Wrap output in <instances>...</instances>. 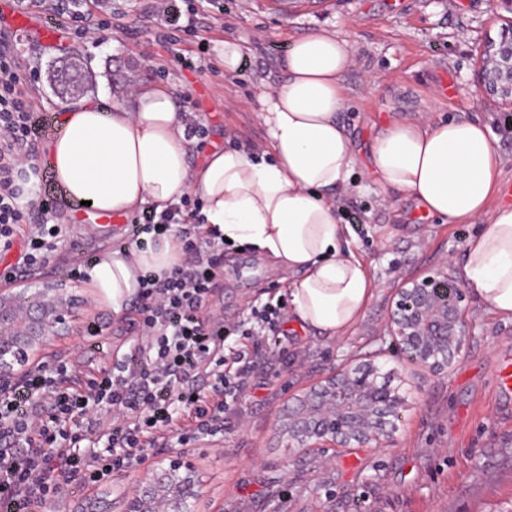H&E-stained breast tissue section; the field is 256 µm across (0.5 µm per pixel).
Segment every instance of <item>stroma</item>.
<instances>
[{"mask_svg":"<svg viewBox=\"0 0 512 512\" xmlns=\"http://www.w3.org/2000/svg\"><path fill=\"white\" fill-rule=\"evenodd\" d=\"M196 24L158 38L163 0H112V26L99 38L77 37L61 18L60 0H25L22 10L59 39L39 43L37 33L15 51L36 107L56 118L66 106L47 78L57 58L79 54L96 74L89 96L101 105H128L141 83L175 87L185 108L195 109L209 141L231 138L243 150L263 143L257 96L281 82L280 63L290 45L329 28L355 47L344 74L340 119L369 156L379 130L389 124L456 117L485 122L501 158L499 183L512 200V109L482 97L477 56L487 38L512 19V0H178ZM245 39L237 72L224 71V40ZM350 179L351 206L362 213L359 252L377 289L362 318L343 337L316 339L285 322L268 337L280 370H259L255 386L222 436L190 444L169 439L166 451L195 462L206 485L199 512H512V397L504 395L499 369L512 362V320L483 312L472 296L462 305L471 324L461 358L448 373L432 375L413 365L386 330L395 292L410 278L446 269L459 279L465 244L478 224H445L422 216L411 199L384 197L367 164ZM60 221L67 229L49 264L25 282L50 281L77 289L90 304L74 314V334L48 341L43 360L68 359L84 381L129 353L137 338L139 299L122 314L90 283L72 273L102 251L116 249L127 227L100 232L94 224ZM223 276L210 307L225 322L246 316L251 304L287 301L288 288L270 261L250 248L225 246L215 254ZM376 357L401 367L407 402L399 430L386 448H314L290 454L274 430L277 412L336 371Z\"/></svg>","mask_w":512,"mask_h":512,"instance_id":"stroma-1","label":"stroma"}]
</instances>
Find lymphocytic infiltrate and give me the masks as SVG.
I'll use <instances>...</instances> for the list:
<instances>
[{
    "mask_svg": "<svg viewBox=\"0 0 512 512\" xmlns=\"http://www.w3.org/2000/svg\"><path fill=\"white\" fill-rule=\"evenodd\" d=\"M45 117L26 97L14 55L0 51V249L22 239L25 266L48 262L62 235L48 202L26 188L41 179L29 161ZM190 196L163 211L148 209L133 237L175 234L182 258L139 278L142 333L129 355L88 383L73 381L67 360L37 365L0 389V512H31L55 503L73 476L87 488L143 464L152 448L214 438L238 412L260 366L276 362L264 343L277 335L284 303L253 305L245 323L203 316L216 288L214 237L186 226ZM35 218L24 221V212ZM238 337L228 346L229 337Z\"/></svg>",
    "mask_w": 512,
    "mask_h": 512,
    "instance_id": "f902f5d3",
    "label": "lymphocytic infiltrate"
}]
</instances>
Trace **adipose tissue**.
Masks as SVG:
<instances>
[{
  "instance_id": "obj_1",
  "label": "adipose tissue",
  "mask_w": 512,
  "mask_h": 512,
  "mask_svg": "<svg viewBox=\"0 0 512 512\" xmlns=\"http://www.w3.org/2000/svg\"><path fill=\"white\" fill-rule=\"evenodd\" d=\"M353 55L346 38L325 28L294 41L282 84L258 97L266 144L250 153L195 147L178 97L163 86L138 87L132 106L108 111L79 99L49 145L54 177L72 199L124 216L148 204L165 209L185 193L196 197L204 230L287 272L298 324L318 338L342 337L376 289L336 211V192L350 190L360 161L339 118L341 78ZM368 165L382 191L414 197L429 215L451 224L483 221L465 245L462 282L485 310L511 318L512 202L496 198L500 157L488 127L455 118L392 123L379 130ZM180 256L178 239L162 236L101 254L89 275L118 315L142 274L168 270Z\"/></svg>"
}]
</instances>
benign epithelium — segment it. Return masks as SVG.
Segmentation results:
<instances>
[{
  "instance_id": "obj_1",
  "label": "benign epithelium",
  "mask_w": 512,
  "mask_h": 512,
  "mask_svg": "<svg viewBox=\"0 0 512 512\" xmlns=\"http://www.w3.org/2000/svg\"><path fill=\"white\" fill-rule=\"evenodd\" d=\"M478 83L488 98L512 107V20L498 38L479 50ZM463 291L436 271L406 281L387 318L390 336L412 363L434 374L459 359L470 326L461 306ZM88 300L45 283L0 290V383L26 371L48 339L68 336L76 306ZM405 402L390 388L389 376L374 361L340 370L297 398L275 419L286 446L309 448H384L398 431ZM204 483L183 452L146 462L123 494V512H197Z\"/></svg>"
}]
</instances>
